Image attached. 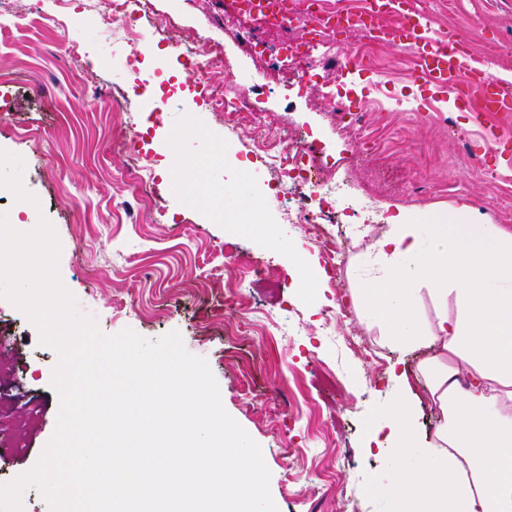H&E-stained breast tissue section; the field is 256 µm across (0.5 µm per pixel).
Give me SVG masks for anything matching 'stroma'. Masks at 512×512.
Here are the masks:
<instances>
[{
  "label": "stroma",
  "instance_id": "obj_1",
  "mask_svg": "<svg viewBox=\"0 0 512 512\" xmlns=\"http://www.w3.org/2000/svg\"><path fill=\"white\" fill-rule=\"evenodd\" d=\"M413 2L435 31L464 40L472 66L512 75V0ZM150 3L133 44L108 36L129 20L122 0L92 18L86 0H70L64 25L55 0H41L37 13L14 0L13 13L0 16V149L22 157L24 184L39 199L19 204L4 192L0 214L12 224L43 217L53 225L61 280L103 334L128 327L155 341L175 331L188 352L206 359L225 410L261 448L278 512H334L340 496L357 512H388L371 483L388 473L389 451L377 442L388 435L391 364L407 370L422 397L420 438L432 437L440 414L417 371L428 349L399 354L351 301L386 226L348 224L335 292H299L295 263L302 256L318 267L320 250L287 222L288 199L253 146L251 124L229 127L202 85L187 79L180 48L157 41L168 16L192 39L224 0ZM217 38L238 74L267 68L283 53L273 34L249 49L232 34ZM336 45L362 55V70L340 79L319 71L304 83L245 80L235 91L266 125L313 130L326 175L358 182L360 197L374 199L382 215L403 212L428 224L464 204L469 221L512 229V121L476 117L461 99L435 101L400 45L373 51L352 30L337 34ZM328 83L346 111L360 114L358 135L345 136L340 114L329 111ZM366 138L378 148L375 169L349 166ZM130 140L148 161L143 176L152 189L131 209L123 150ZM215 157L239 169L238 182L225 185L212 173ZM165 167L180 181L168 182ZM228 243L236 260L224 257ZM237 291L261 307L258 322L268 331L233 344L239 318L225 298ZM339 295L348 309L327 323ZM288 325L296 335L279 336ZM349 334L367 354L344 346ZM58 361L36 326L0 298V484L32 469L54 433ZM298 462L313 474L303 485L292 478Z\"/></svg>",
  "mask_w": 512,
  "mask_h": 512
}]
</instances>
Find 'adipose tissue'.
Wrapping results in <instances>:
<instances>
[{"label": "adipose tissue", "mask_w": 512, "mask_h": 512, "mask_svg": "<svg viewBox=\"0 0 512 512\" xmlns=\"http://www.w3.org/2000/svg\"><path fill=\"white\" fill-rule=\"evenodd\" d=\"M389 217L373 246L377 274L355 289L366 319L399 352L433 349L418 370L441 413L432 440L414 432L409 387L388 417L390 475L373 492L392 512H512V230ZM429 295L435 318L419 314Z\"/></svg>", "instance_id": "obj_1"}]
</instances>
